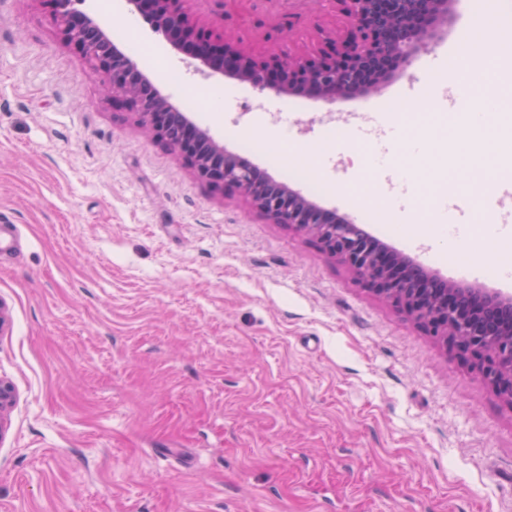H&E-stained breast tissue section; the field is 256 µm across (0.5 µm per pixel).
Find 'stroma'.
Instances as JSON below:
<instances>
[{
	"mask_svg": "<svg viewBox=\"0 0 512 512\" xmlns=\"http://www.w3.org/2000/svg\"><path fill=\"white\" fill-rule=\"evenodd\" d=\"M512 0H456L378 94L329 105L204 78L125 0H86L195 125L429 272L491 271L417 215L423 150L361 114L423 99ZM254 53L307 55L345 16L313 0H184ZM67 42L50 0H0V512H512V402L315 238L208 184ZM206 97H199L200 87ZM287 116L278 142L270 115ZM367 183L363 204L343 187Z\"/></svg>",
	"mask_w": 512,
	"mask_h": 512,
	"instance_id": "obj_1",
	"label": "stroma"
}]
</instances>
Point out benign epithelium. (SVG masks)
Segmentation results:
<instances>
[{"label": "benign epithelium", "mask_w": 512, "mask_h": 512, "mask_svg": "<svg viewBox=\"0 0 512 512\" xmlns=\"http://www.w3.org/2000/svg\"><path fill=\"white\" fill-rule=\"evenodd\" d=\"M65 39L109 78L108 91L140 116L203 180L244 196L273 224H288L315 237L325 255L364 279L381 298L404 308L451 350L475 360L479 375L512 402V297L473 288L460 290L394 254L378 250L333 210L309 202L249 162L224 149L161 95L141 66L127 56L94 16L75 8L84 0H50ZM177 53L205 77L222 75L259 92L291 93L334 104L378 89L407 70L416 53L433 45L448 22L450 0H331L343 6L349 26L342 36L308 56H258L226 36L198 29L181 0H125ZM13 388L0 379V429Z\"/></svg>", "instance_id": "7a95c632"}]
</instances>
